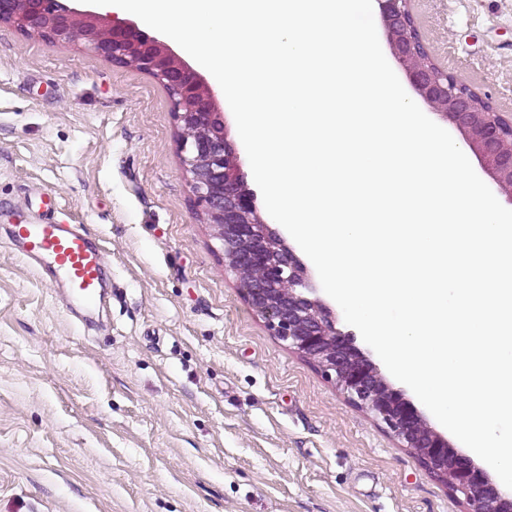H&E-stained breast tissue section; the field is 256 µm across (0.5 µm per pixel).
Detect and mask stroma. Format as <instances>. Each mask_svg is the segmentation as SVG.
Instances as JSON below:
<instances>
[{
  "mask_svg": "<svg viewBox=\"0 0 512 512\" xmlns=\"http://www.w3.org/2000/svg\"><path fill=\"white\" fill-rule=\"evenodd\" d=\"M437 63L512 114V0H410ZM83 228L85 308L25 263L17 213ZM0 512H466L289 350L224 265L168 90L0 24Z\"/></svg>",
  "mask_w": 512,
  "mask_h": 512,
  "instance_id": "35a3bbf8",
  "label": "stroma"
}]
</instances>
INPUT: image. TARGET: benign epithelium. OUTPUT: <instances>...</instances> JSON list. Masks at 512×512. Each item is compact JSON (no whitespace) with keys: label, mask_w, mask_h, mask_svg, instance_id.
Masks as SVG:
<instances>
[{"label":"benign epithelium","mask_w":512,"mask_h":512,"mask_svg":"<svg viewBox=\"0 0 512 512\" xmlns=\"http://www.w3.org/2000/svg\"><path fill=\"white\" fill-rule=\"evenodd\" d=\"M376 2L392 61L416 97L463 134L481 168L512 203V117L437 64L420 61L419 51L428 47L407 35L409 0ZM0 23L49 39L80 38L112 62L133 64L162 83L181 131L182 169L190 175L207 223L218 228L225 261L249 279L245 296L272 334L315 360L352 404L385 424L430 473L462 496L467 512H512V495H504L484 468L429 427L353 339L336 328L334 313L310 297L307 267L259 216L256 197L244 186L237 149L227 139L223 113L200 72L134 21L117 14L100 17L70 0H0Z\"/></svg>","instance_id":"7a95c632"}]
</instances>
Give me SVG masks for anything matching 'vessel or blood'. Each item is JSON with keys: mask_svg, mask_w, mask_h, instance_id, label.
<instances>
[{"mask_svg": "<svg viewBox=\"0 0 512 512\" xmlns=\"http://www.w3.org/2000/svg\"><path fill=\"white\" fill-rule=\"evenodd\" d=\"M11 235L26 261L63 281L73 296L85 302L96 298L105 277L102 248L73 225L20 221L12 224Z\"/></svg>", "mask_w": 512, "mask_h": 512, "instance_id": "obj_1", "label": "vessel or blood"}]
</instances>
